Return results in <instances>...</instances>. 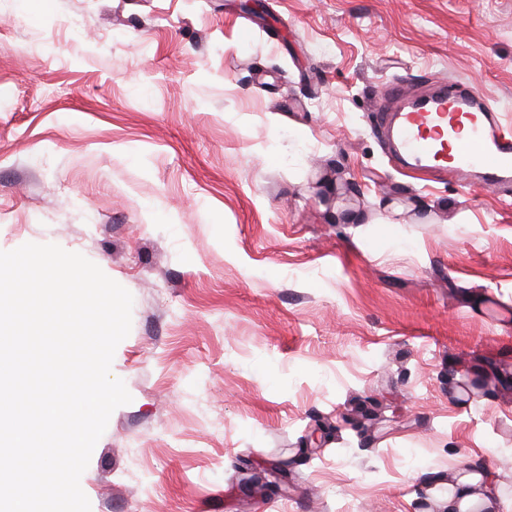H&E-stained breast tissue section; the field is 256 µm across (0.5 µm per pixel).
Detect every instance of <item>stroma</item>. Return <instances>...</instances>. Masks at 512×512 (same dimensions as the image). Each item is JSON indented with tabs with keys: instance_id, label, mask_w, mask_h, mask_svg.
Segmentation results:
<instances>
[{
	"instance_id": "obj_1",
	"label": "stroma",
	"mask_w": 512,
	"mask_h": 512,
	"mask_svg": "<svg viewBox=\"0 0 512 512\" xmlns=\"http://www.w3.org/2000/svg\"><path fill=\"white\" fill-rule=\"evenodd\" d=\"M445 79L512 110V0H0V251L133 296L91 512H439L483 468L512 499V392L459 386L512 365V191L374 128Z\"/></svg>"
}]
</instances>
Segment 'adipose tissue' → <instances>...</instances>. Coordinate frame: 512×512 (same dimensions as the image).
I'll return each mask as SVG.
<instances>
[{
    "label": "adipose tissue",
    "instance_id": "adipose-tissue-1",
    "mask_svg": "<svg viewBox=\"0 0 512 512\" xmlns=\"http://www.w3.org/2000/svg\"><path fill=\"white\" fill-rule=\"evenodd\" d=\"M440 512H512V505L502 502L490 475L468 472L449 483Z\"/></svg>",
    "mask_w": 512,
    "mask_h": 512
}]
</instances>
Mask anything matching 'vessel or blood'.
Instances as JSON below:
<instances>
[{
  "label": "vessel or blood",
  "mask_w": 512,
  "mask_h": 512,
  "mask_svg": "<svg viewBox=\"0 0 512 512\" xmlns=\"http://www.w3.org/2000/svg\"><path fill=\"white\" fill-rule=\"evenodd\" d=\"M405 96L404 85L395 84L374 106L402 165L431 168L464 186L475 180L494 187L512 183V130L477 91L451 82L417 103Z\"/></svg>",
  "instance_id": "obj_1"
}]
</instances>
